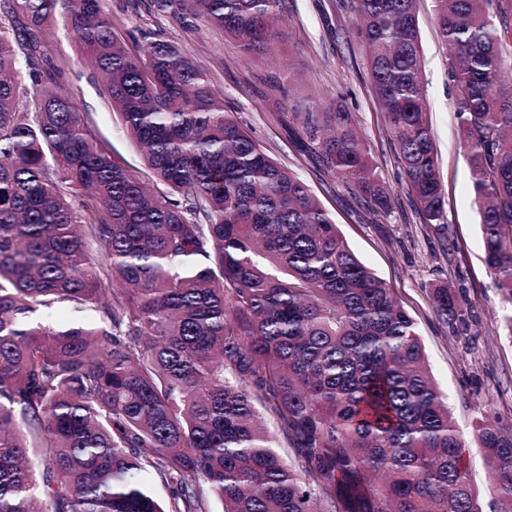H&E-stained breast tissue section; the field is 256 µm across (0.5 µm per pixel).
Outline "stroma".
<instances>
[{
  "label": "stroma",
  "instance_id": "stroma-1",
  "mask_svg": "<svg viewBox=\"0 0 512 512\" xmlns=\"http://www.w3.org/2000/svg\"><path fill=\"white\" fill-rule=\"evenodd\" d=\"M124 38L160 36L210 73L224 109L282 166L301 177L320 199L355 255L393 289L414 318L431 373L447 393L455 420L470 430L480 411L512 424V341L501 329L504 308L483 260L479 214L470 182V158L461 142L455 92L448 76L449 47L440 37L433 0H417L423 48L426 109L439 160L447 221L421 223L402 186L396 149L373 94L365 49L346 0H284L281 37L264 57L245 55L222 30L204 27L181 10L159 11L153 0H106ZM46 52L82 73L75 93L85 101L113 156L140 178L149 172L119 115L87 77L82 49L62 26L45 38ZM327 97L352 112L374 163L393 191L392 208L366 219L353 195L318 157L290 136L293 113L308 112ZM457 293L465 322L450 326L434 313L432 291Z\"/></svg>",
  "mask_w": 512,
  "mask_h": 512
}]
</instances>
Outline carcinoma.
Returning a JSON list of instances; mask_svg holds the SVG:
<instances>
[{
	"label": "carcinoma",
	"instance_id": "obj_1",
	"mask_svg": "<svg viewBox=\"0 0 512 512\" xmlns=\"http://www.w3.org/2000/svg\"><path fill=\"white\" fill-rule=\"evenodd\" d=\"M281 2L177 5L263 56ZM103 3L0 0V512H209L203 483L223 512H486L468 437L512 502V427L482 412L465 436L417 323L308 185L229 117L203 66L163 39L131 51ZM415 3L348 8L417 215L443 224ZM434 4L512 339V0ZM60 17L165 190L112 158L44 52ZM295 116L324 169L388 214L345 106ZM60 303L103 323L60 322ZM432 304L464 320L450 288Z\"/></svg>",
	"mask_w": 512,
	"mask_h": 512
}]
</instances>
